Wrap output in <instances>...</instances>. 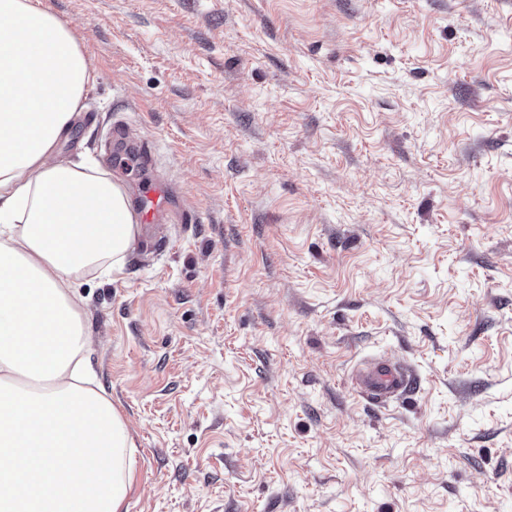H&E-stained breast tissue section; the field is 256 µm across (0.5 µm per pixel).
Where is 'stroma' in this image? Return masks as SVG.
I'll return each instance as SVG.
<instances>
[{
    "instance_id": "1",
    "label": "stroma",
    "mask_w": 512,
    "mask_h": 512,
    "mask_svg": "<svg viewBox=\"0 0 512 512\" xmlns=\"http://www.w3.org/2000/svg\"><path fill=\"white\" fill-rule=\"evenodd\" d=\"M32 2L95 73L57 157L204 217L82 279L127 512H512V0ZM359 387L368 395L386 399L404 394L412 384L410 372L388 361H373L355 370Z\"/></svg>"
}]
</instances>
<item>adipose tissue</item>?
Returning <instances> with one entry per match:
<instances>
[{
	"label": "adipose tissue",
	"instance_id": "obj_1",
	"mask_svg": "<svg viewBox=\"0 0 512 512\" xmlns=\"http://www.w3.org/2000/svg\"><path fill=\"white\" fill-rule=\"evenodd\" d=\"M92 80L67 23L0 0V512H127L136 470L79 290L121 273L135 215L107 172L53 158Z\"/></svg>",
	"mask_w": 512,
	"mask_h": 512
}]
</instances>
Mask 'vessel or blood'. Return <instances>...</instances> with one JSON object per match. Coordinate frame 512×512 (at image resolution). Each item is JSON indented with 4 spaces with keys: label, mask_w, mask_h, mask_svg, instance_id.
Segmentation results:
<instances>
[{
    "label": "vessel or blood",
    "mask_w": 512,
    "mask_h": 512,
    "mask_svg": "<svg viewBox=\"0 0 512 512\" xmlns=\"http://www.w3.org/2000/svg\"><path fill=\"white\" fill-rule=\"evenodd\" d=\"M129 199L144 230L162 224H193L199 221L197 209L180 200L171 183L153 180L130 188ZM359 387L368 395L386 399L404 394L413 376L387 361H373L355 370Z\"/></svg>",
    "instance_id": "b4317fda"
}]
</instances>
